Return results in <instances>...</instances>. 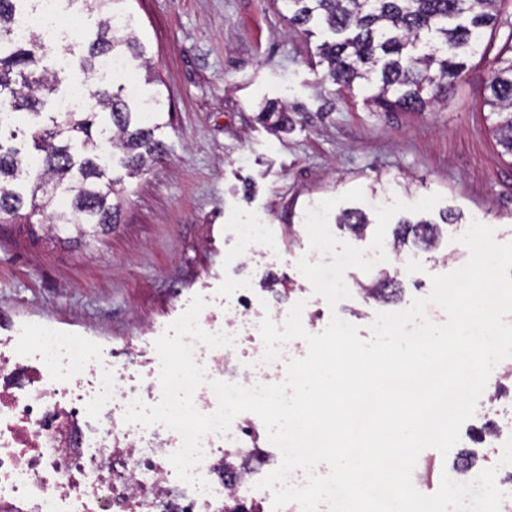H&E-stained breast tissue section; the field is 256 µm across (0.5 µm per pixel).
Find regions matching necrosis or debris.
Here are the masks:
<instances>
[{
    "label": "necrosis or debris",
    "mask_w": 512,
    "mask_h": 512,
    "mask_svg": "<svg viewBox=\"0 0 512 512\" xmlns=\"http://www.w3.org/2000/svg\"><path fill=\"white\" fill-rule=\"evenodd\" d=\"M264 310L242 302L214 321L202 312L207 332L234 337L232 347L195 344L194 359L207 378L247 386L278 383L288 358H302L305 342L286 344L283 357L262 361L264 345L252 336ZM22 384H11L16 373ZM160 360L154 346H130L119 356L56 334L50 326H18L0 339V512H224L234 501L246 512H272V493L255 484L281 462L259 442L258 416H237L228 433L208 435L196 467L210 490L180 481L169 461L181 436L163 426L123 420L134 400L161 398Z\"/></svg>",
    "instance_id": "necrosis-or-debris-1"
}]
</instances>
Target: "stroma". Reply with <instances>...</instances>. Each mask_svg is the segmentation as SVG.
<instances>
[{"instance_id": "obj_1", "label": "stroma", "mask_w": 512, "mask_h": 512, "mask_svg": "<svg viewBox=\"0 0 512 512\" xmlns=\"http://www.w3.org/2000/svg\"><path fill=\"white\" fill-rule=\"evenodd\" d=\"M151 64L138 80L131 105L159 100L163 148L138 177L121 166L120 221L95 238L61 240L47 218L0 224V338L16 325L45 323L59 335L122 349L136 336L153 340L186 309L193 296L220 300L245 294L270 311L309 296L323 318L354 325L361 340L382 307L366 302L361 287L375 272L348 269L351 296L337 308L313 294L297 262L309 257L307 208L359 187L386 201L442 199L427 217L454 210L463 224L449 227L436 249L407 247L385 267L402 284L393 310L431 277L455 270L457 236L479 221L498 242L512 241V163L490 133L480 97L490 60L507 26L486 34L485 55L467 68L447 97L422 111L382 109L373 89L338 90L325 78L319 48L326 32L304 35L288 24L286 0H123ZM59 16L74 24L70 40L55 43L58 57L77 54L97 31L99 17L61 0ZM286 112L278 131L261 118L265 107ZM258 225L261 243L240 257L237 227ZM512 404V380L502 381L481 416L467 420L448 455L424 449L415 476L453 472L460 453L477 460L491 449L478 433L498 427Z\"/></svg>"}]
</instances>
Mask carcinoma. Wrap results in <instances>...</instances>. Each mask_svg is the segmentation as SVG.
Listing matches in <instances>:
<instances>
[{
	"instance_id": "cac0c4a2",
	"label": "carcinoma",
	"mask_w": 512,
	"mask_h": 512,
	"mask_svg": "<svg viewBox=\"0 0 512 512\" xmlns=\"http://www.w3.org/2000/svg\"><path fill=\"white\" fill-rule=\"evenodd\" d=\"M0 0V128L19 116L47 115L29 122L24 135L32 150L0 142V223L44 214L55 231L73 228L95 236L118 222L121 179L111 176L112 150L134 175L159 150L154 129L141 125L118 85L99 84L91 92L94 112H46L61 83L60 74L75 68L95 71L102 57L144 59V45L130 17L119 11L123 0H66L100 15L96 38L86 52L61 67L52 63V47L38 33L14 36L17 3ZM500 0H288V23L301 29L314 20L333 39L321 45L326 78L343 88L357 79L379 81L376 99L387 107L417 110L447 95L461 76L464 57L480 47L487 28L499 25ZM508 46L493 59L482 106L493 116L490 131L501 154L512 158V31ZM70 198L57 208L56 190ZM461 214L447 212L438 224L423 217H403L392 235V249L436 246L448 224ZM357 235L372 221L365 208L336 217ZM366 291L389 304L403 291L399 281L380 274Z\"/></svg>"
}]
</instances>
